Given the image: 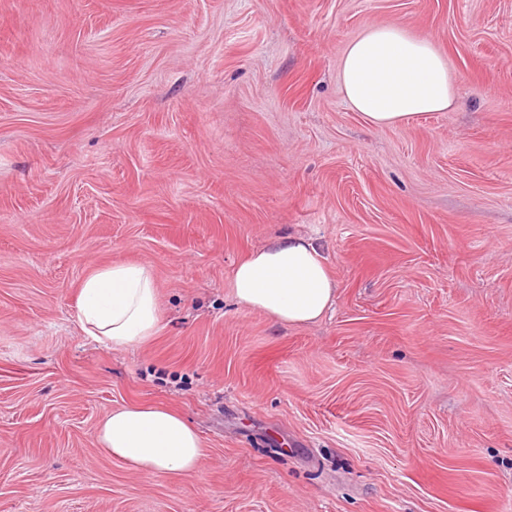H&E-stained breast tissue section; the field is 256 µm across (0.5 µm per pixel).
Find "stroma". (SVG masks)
Returning a JSON list of instances; mask_svg holds the SVG:
<instances>
[{
	"instance_id": "1",
	"label": "stroma",
	"mask_w": 512,
	"mask_h": 512,
	"mask_svg": "<svg viewBox=\"0 0 512 512\" xmlns=\"http://www.w3.org/2000/svg\"><path fill=\"white\" fill-rule=\"evenodd\" d=\"M390 22L456 101L375 128L339 62ZM288 233L337 281L311 325L232 295ZM115 262L159 288L136 348L78 322ZM136 404L196 471L99 448ZM0 512H512V0H0ZM96 437L106 453L148 476L194 472L205 454L185 418L159 405L113 410L99 422Z\"/></svg>"
}]
</instances>
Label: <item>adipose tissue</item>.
I'll list each match as a JSON object with an SVG mask.
<instances>
[{
  "instance_id": "ef3b65f1",
  "label": "adipose tissue",
  "mask_w": 512,
  "mask_h": 512,
  "mask_svg": "<svg viewBox=\"0 0 512 512\" xmlns=\"http://www.w3.org/2000/svg\"><path fill=\"white\" fill-rule=\"evenodd\" d=\"M339 77L351 109L376 127L445 112L455 101L447 59L431 40L412 37L395 23L367 26L347 46ZM232 288L243 307L283 324L307 325L331 309L337 283L319 248L288 234L251 251L235 268ZM78 312L82 332L97 342L148 343L161 326L152 267L115 263L95 270L80 285ZM96 437L106 453L148 476L194 472L205 454L185 418L159 405L113 410L99 422Z\"/></svg>"
}]
</instances>
